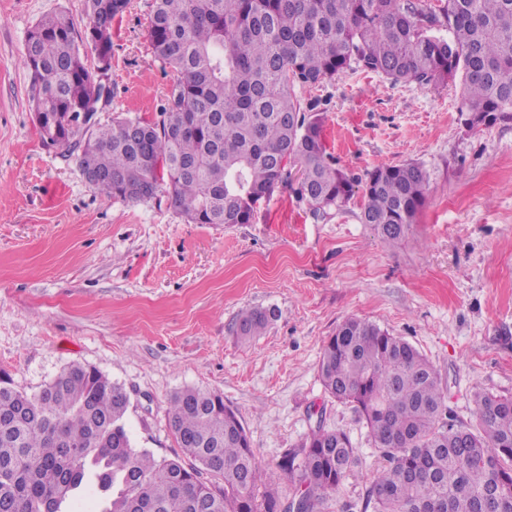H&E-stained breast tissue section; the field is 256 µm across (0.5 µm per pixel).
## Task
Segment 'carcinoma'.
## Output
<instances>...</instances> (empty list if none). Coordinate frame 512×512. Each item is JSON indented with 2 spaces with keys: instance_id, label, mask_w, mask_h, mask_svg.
Instances as JSON below:
<instances>
[{
  "instance_id": "cac0c4a2",
  "label": "carcinoma",
  "mask_w": 512,
  "mask_h": 512,
  "mask_svg": "<svg viewBox=\"0 0 512 512\" xmlns=\"http://www.w3.org/2000/svg\"><path fill=\"white\" fill-rule=\"evenodd\" d=\"M128 2L86 0L82 33L63 12L42 18L21 59L32 111L60 125L58 136L40 126L43 142L77 154L99 174L92 186L114 199L164 194L189 222L224 225L250 223L279 187L316 216L345 205L354 180L326 149L317 104L293 88L353 64L421 88L459 76L463 125L512 123V0H155L151 51L178 78L157 118L117 115L87 133L72 114L99 100L103 84L81 49L112 56V21ZM125 179L147 190L129 191ZM428 184L415 162L374 168L362 187V223L388 243L402 240ZM272 315L245 311L237 332L256 336ZM317 371L365 420L386 461L363 512H478L489 490L512 512V397L477 390L476 426L448 423L433 364L356 317L325 341ZM129 405L123 386L93 367L72 364L35 393L0 372V512H71L89 483L97 512H326L356 462L346 432L318 425L276 462L278 477L298 482L282 504L221 394L190 387L171 398L186 463L133 449Z\"/></svg>"
}]
</instances>
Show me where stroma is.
I'll use <instances>...</instances> for the list:
<instances>
[{
  "instance_id": "obj_1",
  "label": "stroma",
  "mask_w": 512,
  "mask_h": 512,
  "mask_svg": "<svg viewBox=\"0 0 512 512\" xmlns=\"http://www.w3.org/2000/svg\"><path fill=\"white\" fill-rule=\"evenodd\" d=\"M153 9L131 0L112 24L114 96L99 124L156 117L176 78L151 54ZM61 10L88 25L85 0H0V370L19 390L94 367L130 397L134 449L158 459L182 455L168 409L186 387L223 396L266 468L324 418L356 453L328 512H362L383 464L318 377L346 318L418 348L452 423L475 424L474 390L512 397V123L466 129L461 80L423 89L356 67L295 94L317 101L327 150L357 182L381 165L428 171L406 238L387 243L362 223L358 191L323 217L280 188L252 223L191 224L168 202L98 193L76 157L42 144L20 60L32 25ZM247 309L275 317L245 338Z\"/></svg>"
}]
</instances>
